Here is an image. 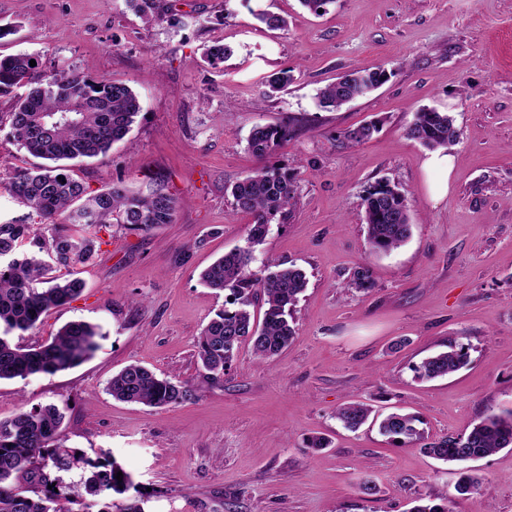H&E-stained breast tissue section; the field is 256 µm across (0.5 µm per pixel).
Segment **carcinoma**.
<instances>
[{
  "label": "carcinoma",
  "instance_id": "obj_1",
  "mask_svg": "<svg viewBox=\"0 0 512 512\" xmlns=\"http://www.w3.org/2000/svg\"><path fill=\"white\" fill-rule=\"evenodd\" d=\"M232 54L230 47L214 42L204 48L202 60L217 69ZM31 59L26 53L0 55V96L26 89L9 113L13 138L30 155L48 161L0 178L1 190L43 219L36 229L30 224H0V380L55 375L81 365L99 349L100 326L84 320L66 323L43 344L22 346L12 339L82 293L84 282L76 277L77 267L93 258L95 240L78 229L119 224L148 231L172 223L175 211L173 198L162 187L141 195L116 184L91 194L66 173L60 161L105 154L124 139L142 105L122 82L70 68L41 75L30 66ZM386 81V71L380 68L350 70L319 90V106L338 108ZM293 82L292 71L282 70L265 80V87L281 92ZM375 129L373 124L361 125L342 136L357 144ZM407 134L431 149L446 148L457 138L448 113L434 109L415 113ZM291 137L286 125L255 124L246 144L263 166L226 187L235 210L250 215L252 223L248 246L225 253L201 274L205 287L227 293L224 308L202 329L197 342L198 362L213 382L223 380L242 342H251L254 355L267 359L281 354L296 336L294 311L307 288L306 274L270 260L258 271L251 267L255 246L296 201V178L266 163L276 147ZM362 201L372 250L388 252L407 241L412 224L404 190L388 180L378 181L369 186ZM24 242L28 249L22 251ZM257 299L265 306L260 321L251 310ZM468 361V347L451 342L415 371L418 377L432 380L459 371ZM106 391L119 401L160 407L182 403L192 397L194 388L130 364L112 376ZM371 414L369 405L351 401L339 407L335 417L345 428L357 430ZM64 421L65 408L52 402L25 405L13 417L0 420V512H112V493L122 494L132 484L130 473L111 453L91 458L64 446L60 438ZM417 422L414 415L393 412L381 419L379 431L395 442H410L422 437ZM504 448L512 449V410L488 414L468 433L432 442L425 450L443 462L458 463ZM73 469L83 472L81 491L62 477ZM479 482L475 470H462L455 488L466 494Z\"/></svg>",
  "mask_w": 512,
  "mask_h": 512
}]
</instances>
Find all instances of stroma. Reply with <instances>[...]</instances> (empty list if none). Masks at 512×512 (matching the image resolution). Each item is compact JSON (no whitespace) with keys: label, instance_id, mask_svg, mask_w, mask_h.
I'll list each match as a JSON object with an SVG mask.
<instances>
[{"label":"stroma","instance_id":"obj_1","mask_svg":"<svg viewBox=\"0 0 512 512\" xmlns=\"http://www.w3.org/2000/svg\"><path fill=\"white\" fill-rule=\"evenodd\" d=\"M151 24L125 0H0V54L28 53L39 68H75L130 86L142 102L131 131L104 155L66 161L89 193L123 184L149 193L163 184L172 223L148 231L110 225L85 282L20 336L34 346L74 320L99 324L95 355L49 376L0 381V419L22 405L65 406L62 443L106 450L131 475L115 503L137 498L147 512H410L447 499L452 512H512V450L476 462L477 490H455L457 467L424 446L469 432L512 409V0H330L313 14L299 0H158ZM284 15L269 30L256 15ZM233 48L223 70L204 64V45ZM383 67L370 95L329 110L316 94L343 72ZM295 81L266 95L264 77ZM0 97V175L39 165L9 134ZM434 108L459 136L447 197L432 201L427 148L406 129ZM258 123L285 124L291 139L271 161L294 174L297 204L255 248L304 270L295 340L257 359L242 344L222 382L206 379L196 339L225 293L201 272L247 244L250 216L224 188L260 164L246 149ZM375 124L364 143L345 129ZM398 183L412 234L373 252L361 198L381 180ZM368 269L370 285L350 281ZM469 364L433 381L413 372L449 343ZM137 363L188 381L191 400L149 407L112 398L106 385ZM360 400L379 413L420 417L421 440L395 446L377 427L352 432L334 412ZM328 439L315 450L309 441ZM370 480L374 494L359 484Z\"/></svg>","mask_w":512,"mask_h":512}]
</instances>
